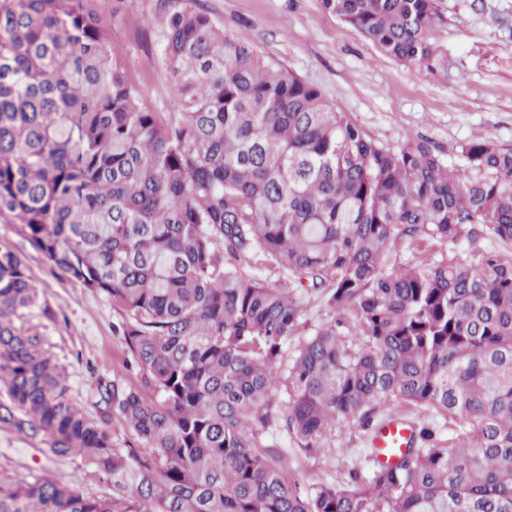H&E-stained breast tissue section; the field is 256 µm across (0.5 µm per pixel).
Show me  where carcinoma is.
Here are the masks:
<instances>
[{
  "mask_svg": "<svg viewBox=\"0 0 512 512\" xmlns=\"http://www.w3.org/2000/svg\"><path fill=\"white\" fill-rule=\"evenodd\" d=\"M321 3L399 63L447 68L437 0ZM137 6L0 0V221L110 296L141 373L96 377L99 415H83L29 324L55 314L0 242V424L112 489L1 475L0 512H512V251L477 244L512 242V148L467 143L450 169L422 137L385 145L188 7L155 19L174 85L158 111L112 37ZM425 239L439 250L414 255ZM297 288L333 316L287 361ZM388 402L460 424H423L397 465L308 490L260 443L279 429L318 455L343 421L373 432ZM113 414L142 447L119 446Z\"/></svg>",
  "mask_w": 512,
  "mask_h": 512,
  "instance_id": "obj_1",
  "label": "carcinoma"
}]
</instances>
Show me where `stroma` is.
Returning a JSON list of instances; mask_svg holds the SVG:
<instances>
[{
    "label": "stroma",
    "mask_w": 512,
    "mask_h": 512,
    "mask_svg": "<svg viewBox=\"0 0 512 512\" xmlns=\"http://www.w3.org/2000/svg\"><path fill=\"white\" fill-rule=\"evenodd\" d=\"M192 5L213 17L226 35L257 47L264 58L316 86L324 98L380 142L396 146L420 136L437 145L445 165L463 166L462 145L488 141L512 148V0H439L443 24L435 31L445 48L448 73L433 76L385 56L355 29L326 12L321 0H139L140 20L119 17L115 35L130 77L145 100L163 109L172 87L157 62L153 24L169 7ZM0 242L22 255L41 296L55 313L45 333L67 369V383L84 414L97 415L92 374H140L128 368L120 317L111 298L82 287L34 250L16 225L0 222ZM262 442L284 448L285 463L300 488L346 483L369 467L367 435L354 422L338 425L324 453L304 455L286 434L262 433ZM0 472L30 481L51 475L79 486L84 496L109 495L91 478L83 458L50 459L39 440L0 424Z\"/></svg>",
    "instance_id": "obj_1"
}]
</instances>
